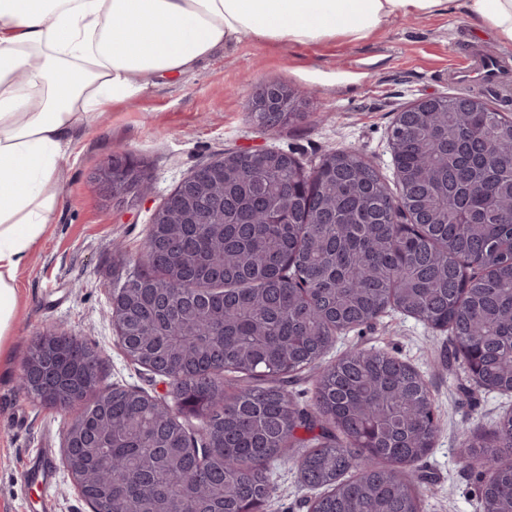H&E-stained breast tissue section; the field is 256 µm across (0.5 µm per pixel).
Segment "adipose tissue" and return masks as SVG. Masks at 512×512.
I'll list each match as a JSON object with an SVG mask.
<instances>
[{
	"label": "adipose tissue",
	"mask_w": 512,
	"mask_h": 512,
	"mask_svg": "<svg viewBox=\"0 0 512 512\" xmlns=\"http://www.w3.org/2000/svg\"><path fill=\"white\" fill-rule=\"evenodd\" d=\"M449 9L512 46V0H0V355L79 127L245 39L359 42Z\"/></svg>",
	"instance_id": "1"
}]
</instances>
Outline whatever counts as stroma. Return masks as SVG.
<instances>
[{"mask_svg":"<svg viewBox=\"0 0 512 512\" xmlns=\"http://www.w3.org/2000/svg\"><path fill=\"white\" fill-rule=\"evenodd\" d=\"M478 49L512 66V47L455 12L429 19L398 18L379 36L304 49L249 40L216 52L194 70L158 80L143 95L111 106L79 129L62 156V201L46 236L18 277L22 293L0 367V512H90L63 467V435L82 404L51 407L20 390L22 361L44 331L86 340L101 353L98 390L123 387L171 401L167 379L123 353L112 326L114 288L133 271L153 211L197 168L227 152L280 149L312 169L327 153L355 150L394 184L389 134L397 114L426 95L463 93L448 69ZM262 83L307 92L304 119L265 129L246 110ZM127 151L153 177L146 201L116 209L102 200L92 171L114 152ZM382 349L414 367L435 402L438 430L421 462L423 512H484L479 468L459 456L465 438L489 432L512 409V395L478 387L451 361L449 331L389 309L371 324L338 334L329 352ZM50 457L44 482L25 478ZM275 490L263 512H308L315 492L287 460L273 466Z\"/></svg>","mask_w":512,"mask_h":512,"instance_id":"1","label":"stroma"}]
</instances>
